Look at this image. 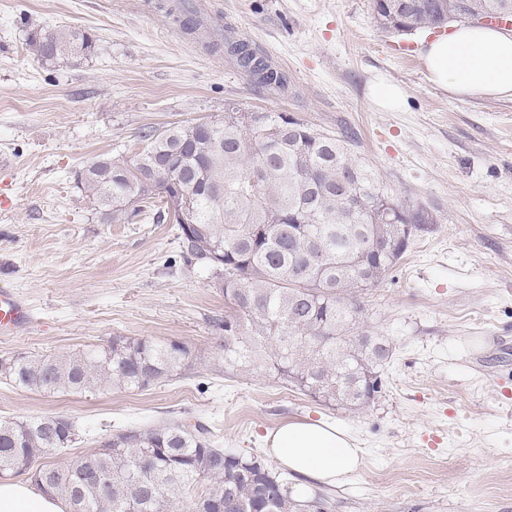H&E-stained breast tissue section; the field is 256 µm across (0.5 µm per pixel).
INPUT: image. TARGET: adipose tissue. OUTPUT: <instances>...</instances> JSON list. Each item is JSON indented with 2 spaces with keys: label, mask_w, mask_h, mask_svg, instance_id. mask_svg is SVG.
<instances>
[{
  "label": "adipose tissue",
  "mask_w": 512,
  "mask_h": 512,
  "mask_svg": "<svg viewBox=\"0 0 512 512\" xmlns=\"http://www.w3.org/2000/svg\"><path fill=\"white\" fill-rule=\"evenodd\" d=\"M421 58L433 83L455 97L512 99V34L460 26L426 43ZM281 467L326 485L344 483L362 465L351 435L324 421L292 419L267 437ZM0 512H67L66 504L28 482L0 480Z\"/></svg>",
  "instance_id": "ef3b65f1"
}]
</instances>
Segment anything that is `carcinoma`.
Here are the masks:
<instances>
[{
    "instance_id": "cac0c4a2",
    "label": "carcinoma",
    "mask_w": 512,
    "mask_h": 512,
    "mask_svg": "<svg viewBox=\"0 0 512 512\" xmlns=\"http://www.w3.org/2000/svg\"><path fill=\"white\" fill-rule=\"evenodd\" d=\"M174 10L265 89L287 75L231 32L211 26L186 0ZM512 19V0H373L388 35L443 28L459 16ZM29 45L43 62L85 58L93 40L69 27L42 28ZM245 112L227 103L205 134L192 123L148 127L132 161L99 156L79 188L110 224H130L146 209L170 220L186 205L194 223L178 225L184 264L224 274L228 310L219 374H270L326 405L353 413L381 389L391 342L370 331L361 295L404 256L412 237L434 223L422 206L395 197L351 150L350 131L333 135L280 113ZM186 188H173L174 172ZM381 240L390 246L378 253ZM191 350L115 336L75 352H20L0 359V377L32 392L140 390L194 373ZM75 425L62 415L0 420V474H28L68 512H325L302 499L288 478L257 455L226 452L211 431L181 420L127 429L66 466L50 458L70 447ZM203 489L193 492L196 484Z\"/></svg>"
}]
</instances>
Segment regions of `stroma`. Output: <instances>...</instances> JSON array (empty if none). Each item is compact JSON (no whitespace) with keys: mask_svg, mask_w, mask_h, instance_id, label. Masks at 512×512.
<instances>
[{"mask_svg":"<svg viewBox=\"0 0 512 512\" xmlns=\"http://www.w3.org/2000/svg\"><path fill=\"white\" fill-rule=\"evenodd\" d=\"M288 77L253 84L168 14L171 0H0V288L38 322L0 338V357L102 346L112 337L171 341L196 375L144 390L44 394L0 378V418L63 415L79 438L64 466L102 438L176 417L208 426L219 446L270 458L268 432L326 419L349 432L363 466L348 482H307L328 512H512V99L455 98L422 65L424 30L390 37L371 0H195ZM67 26L95 51L43 63L28 37ZM399 85L392 109L375 80ZM288 113L355 133L351 150L394 196L436 222L362 301L396 360L361 413L330 407L271 376L212 375L224 294L186 270L173 224H109L75 172L101 154L131 159L146 127L221 118L226 103ZM371 96L380 108L391 109L402 99L403 90L390 82H378L371 87Z\"/></svg>","mask_w":512,"mask_h":512,"instance_id":"stroma-1","label":"stroma"}]
</instances>
